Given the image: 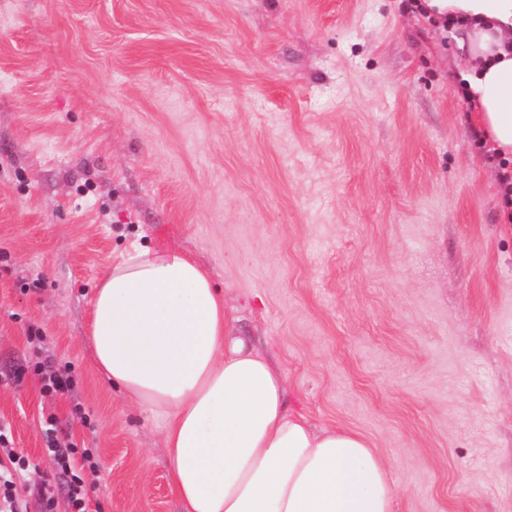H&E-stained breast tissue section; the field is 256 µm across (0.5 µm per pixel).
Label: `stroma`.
I'll use <instances>...</instances> for the list:
<instances>
[{
    "label": "stroma",
    "mask_w": 512,
    "mask_h": 512,
    "mask_svg": "<svg viewBox=\"0 0 512 512\" xmlns=\"http://www.w3.org/2000/svg\"><path fill=\"white\" fill-rule=\"evenodd\" d=\"M410 4L0 0V422L29 512H70L51 416L93 455L89 512H180L86 346L136 246L210 268L290 409L389 460L394 512H512V224Z\"/></svg>",
    "instance_id": "stroma-1"
}]
</instances>
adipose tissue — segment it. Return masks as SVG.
<instances>
[{
    "label": "adipose tissue",
    "instance_id": "ef3b65f1",
    "mask_svg": "<svg viewBox=\"0 0 512 512\" xmlns=\"http://www.w3.org/2000/svg\"><path fill=\"white\" fill-rule=\"evenodd\" d=\"M417 8L456 43L451 69L512 224V0ZM87 343L97 369L159 423L182 512H394L388 462L363 435L289 410L284 372L232 335L223 291L190 255H122L97 285Z\"/></svg>",
    "mask_w": 512,
    "mask_h": 512
}]
</instances>
